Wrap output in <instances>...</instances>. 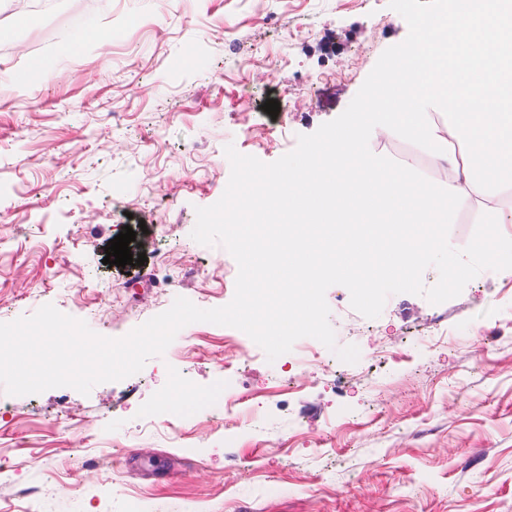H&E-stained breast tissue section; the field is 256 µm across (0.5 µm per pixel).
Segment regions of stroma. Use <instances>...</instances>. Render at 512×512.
<instances>
[{"label": "stroma", "instance_id": "35a3bbf8", "mask_svg": "<svg viewBox=\"0 0 512 512\" xmlns=\"http://www.w3.org/2000/svg\"><path fill=\"white\" fill-rule=\"evenodd\" d=\"M88 19L107 45L77 41ZM407 34L388 0H0V322L50 303L121 338L179 296L228 304L235 259L191 237L227 187L225 146L292 151ZM369 148L455 187L453 248L512 211V186L472 195L397 134ZM141 224L146 262L104 264ZM325 298L356 363H303L308 337L271 362L196 322L124 380L10 397L0 512H512V269L437 305L389 296L375 319L344 286ZM177 379L198 407L161 406Z\"/></svg>", "mask_w": 512, "mask_h": 512}]
</instances>
